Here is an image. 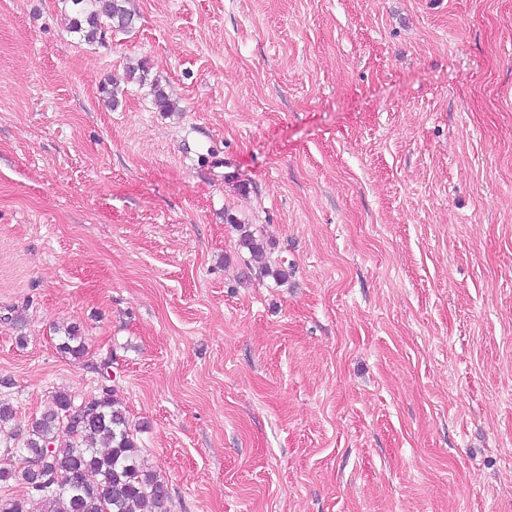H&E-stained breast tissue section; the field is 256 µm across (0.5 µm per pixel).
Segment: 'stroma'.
<instances>
[{"label": "stroma", "instance_id": "35a3bbf8", "mask_svg": "<svg viewBox=\"0 0 512 512\" xmlns=\"http://www.w3.org/2000/svg\"><path fill=\"white\" fill-rule=\"evenodd\" d=\"M133 6L0 0L16 424L109 354L170 512H512V0ZM70 2L69 29L78 33L85 42L101 39L105 30L127 32L132 28L135 12L129 0H63ZM239 230L242 231L240 237V246L245 248L249 254V260L254 265H257L260 269L270 271L269 266V252L267 246L254 236V233L249 231L245 224L237 225ZM64 336L61 338V343L58 349L61 353L68 354L74 359L84 358L88 350L83 341V337L79 333L76 326H70L64 329Z\"/></svg>", "mask_w": 512, "mask_h": 512}]
</instances>
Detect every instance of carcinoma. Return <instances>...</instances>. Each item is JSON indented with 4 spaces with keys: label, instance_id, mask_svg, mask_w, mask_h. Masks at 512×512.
<instances>
[{
    "label": "carcinoma",
    "instance_id": "cac0c4a2",
    "mask_svg": "<svg viewBox=\"0 0 512 512\" xmlns=\"http://www.w3.org/2000/svg\"><path fill=\"white\" fill-rule=\"evenodd\" d=\"M63 2L71 8L69 28L88 43L107 30L126 32L135 20L129 0ZM150 87L159 111L176 110L158 82ZM238 228L250 262L270 270L267 246L245 225ZM59 350L78 360L87 355L77 327L64 329ZM111 365L110 355L97 365V397L88 401L65 389L55 391L24 434L13 424V408L0 400V482L19 474L30 490L23 501L0 500V512H167V485L140 457L112 384Z\"/></svg>",
    "mask_w": 512,
    "mask_h": 512
}]
</instances>
